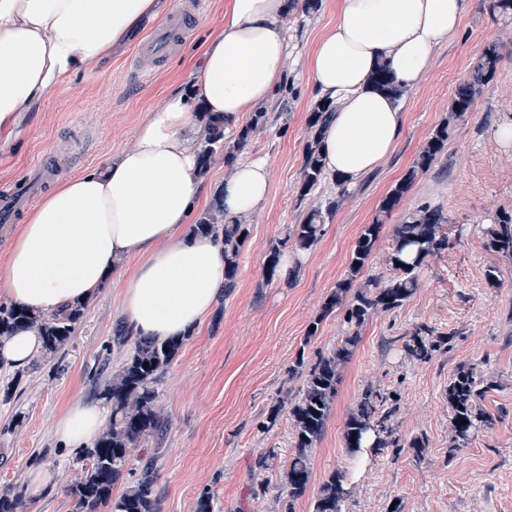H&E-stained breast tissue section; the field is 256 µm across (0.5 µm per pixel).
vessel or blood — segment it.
I'll use <instances>...</instances> for the list:
<instances>
[{
    "mask_svg": "<svg viewBox=\"0 0 512 512\" xmlns=\"http://www.w3.org/2000/svg\"><path fill=\"white\" fill-rule=\"evenodd\" d=\"M207 0H181L167 21L155 28L141 46L136 71L150 76L156 65L174 54L185 39L186 23L190 16L203 13ZM47 186V175L42 165H34L19 184L0 193V211L16 216L25 206L41 195Z\"/></svg>",
    "mask_w": 512,
    "mask_h": 512,
    "instance_id": "obj_1",
    "label": "vessel or blood"
}]
</instances>
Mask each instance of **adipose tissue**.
I'll return each mask as SVG.
<instances>
[{
  "mask_svg": "<svg viewBox=\"0 0 512 512\" xmlns=\"http://www.w3.org/2000/svg\"><path fill=\"white\" fill-rule=\"evenodd\" d=\"M469 0H340L336 25L309 58L320 99L334 105L322 152L329 179L356 184L390 154L404 115L370 81L378 66L404 88L418 86L433 49L459 27ZM288 0H230L224 26L204 44L196 79L166 96L135 143L100 170L63 178L26 215L0 264V292L51 314L88 301L118 261L120 316L132 335L183 337L211 313L224 288V244L184 234L203 192L198 142L210 119L232 135L286 81ZM156 13L155 0H0V135L78 70ZM266 159L237 161L222 186L227 219L246 220L267 200ZM42 350L38 330L0 340V364L21 368ZM107 424L105 410L72 401L53 425L73 448Z\"/></svg>",
  "mask_w": 512,
  "mask_h": 512,
  "instance_id": "adipose-tissue-1",
  "label": "adipose tissue"
}]
</instances>
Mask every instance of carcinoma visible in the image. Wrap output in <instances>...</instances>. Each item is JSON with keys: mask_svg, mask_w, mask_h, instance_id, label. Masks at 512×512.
Instances as JSON below:
<instances>
[{"mask_svg": "<svg viewBox=\"0 0 512 512\" xmlns=\"http://www.w3.org/2000/svg\"><path fill=\"white\" fill-rule=\"evenodd\" d=\"M503 54L500 48L487 44L479 53L469 75L455 87L445 118L434 127L421 146L405 175L385 194L379 204L378 217L362 226L344 277L326 297L319 314L310 323L305 341L318 333V327L336 311L343 312L345 335L329 354L321 356L308 370L300 397L291 405L289 415L293 425L295 451L286 468L280 472L284 495L278 498L280 512H293L294 502L309 494L311 482V450L320 440L336 399L342 367L347 364L360 341L363 325L376 313L398 309L406 304L418 288L417 271L432 256L448 249L444 224L448 217L439 207L419 204L405 212L394 225L391 247L385 265L393 274L385 280L363 278L383 229L382 218L398 209L418 175L428 172L447 152L448 139L455 123L472 111L485 86L497 74ZM374 84L401 100L406 90L398 86L390 71L379 67L372 75ZM334 108L317 100L307 119V141L303 154L298 197L303 199L326 180L321 159V141L326 122ZM271 113L263 108L250 113L233 138H224V128L213 126L199 142L200 175L208 173L216 157L232 165L247 146L257 129L270 122ZM336 195H329L310 208L299 223L286 230L283 243L271 244L266 257L267 281H291L297 270L288 272L281 267L282 245L306 252L321 239L327 224L346 193L345 186L336 182ZM191 232L212 233L224 241V288L234 287L238 274V259L248 236L247 224L224 219V200L215 193L210 205L197 217ZM489 249L512 257V211L503 210L482 230ZM84 314L78 305L60 313L40 316L13 303H0V338L23 328H38L43 341V355L55 356L70 340ZM442 337L432 336V330L422 327L404 344L408 355L427 361L437 351ZM183 340L172 338L157 341L138 337L129 355L112 376L100 384V396L112 405V417L105 431L88 447L82 449L86 464L75 481L67 488L72 512H159L155 484L157 473L145 466L140 475L130 481L117 498L112 490L119 481L132 474V455L139 443L159 436L166 430V421L156 409L157 384L175 359ZM494 386L485 381L473 366L459 367L448 382V408L451 412V447H468L471 437L483 427H490L492 418L482 405L484 393ZM384 396L368 390L358 402L345 425L346 447H362L365 436L375 435L374 448L400 447L394 429L389 425L391 413L380 412ZM346 492L340 476L333 474L317 490L312 512H341ZM28 500L21 490H8L0 495V512H27Z\"/></svg>", "mask_w": 512, "mask_h": 512, "instance_id": "1", "label": "carcinoma"}]
</instances>
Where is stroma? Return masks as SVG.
<instances>
[{
    "mask_svg": "<svg viewBox=\"0 0 512 512\" xmlns=\"http://www.w3.org/2000/svg\"><path fill=\"white\" fill-rule=\"evenodd\" d=\"M229 0H209L190 18L184 46L154 77L131 75L146 28L130 33L110 57L82 69L26 113L9 142H0V188L16 184L34 162L52 181L98 169L133 146L138 127L173 89L193 79L191 59L205 38L224 26ZM339 0H322L317 12L290 13L286 22L299 52L290 56L287 82L293 96L275 92L265 103L274 119L257 130L243 153L268 159L272 188L246 221L236 286L222 297L198 333L185 339L159 386L163 435L142 441L135 468L153 462L161 512H194L202 491L214 495V512H277L279 469L294 453L288 412L261 429L281 400L295 399L304 383L290 374L296 359L312 366L335 348L342 317L326 318L317 335L308 324L343 276L362 225L372 223L379 202L407 172L433 128L445 117L455 85L467 77L481 48L494 42L502 67L483 95L454 126L444 160L419 175L402 210L427 203L448 216L449 246L419 271V286L401 308L371 317L352 359L341 370L333 410L312 450V488L332 473L349 476L341 512H512V257L488 250L480 232L501 210H512V146L494 131L512 123V17L493 11L490 0H472L458 29L431 53L424 80L400 102L404 122L390 155L348 187L318 244L306 252L297 277L267 281L271 243L286 225L299 223L313 197L298 198L307 140L308 112L317 95L308 59L336 23ZM501 272L490 286V268ZM122 279L112 278L85 307L74 336L54 358L25 368H0V492L22 488L29 470L43 467L55 479L31 497L29 512H71L66 493L83 466L80 451L63 445L53 423L69 402L100 403L98 367L115 371L125 352L113 336L119 322ZM443 343L428 361L404 349L416 328ZM475 365L495 382L483 397L490 428L477 432L466 450L450 446L448 381L458 366ZM380 392L401 436L402 449L371 455L359 480L344 439L345 424L366 390ZM424 443L422 455L409 447ZM266 471L254 468L261 455Z\"/></svg>",
    "mask_w": 512,
    "mask_h": 512,
    "instance_id": "1",
    "label": "stroma"
}]
</instances>
